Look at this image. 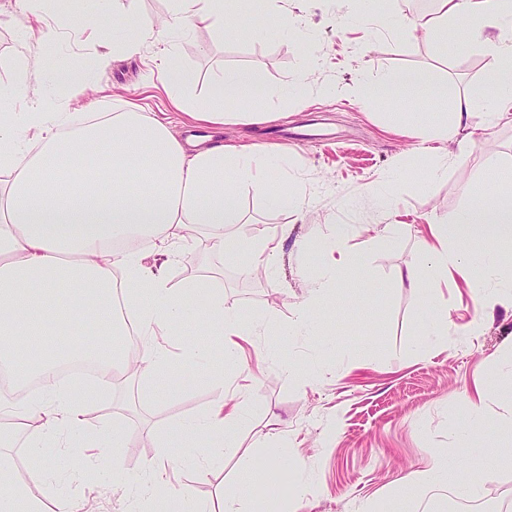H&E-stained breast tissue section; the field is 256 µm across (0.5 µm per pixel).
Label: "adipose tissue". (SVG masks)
<instances>
[{
  "label": "adipose tissue",
  "mask_w": 512,
  "mask_h": 512,
  "mask_svg": "<svg viewBox=\"0 0 512 512\" xmlns=\"http://www.w3.org/2000/svg\"><path fill=\"white\" fill-rule=\"evenodd\" d=\"M160 27H149L141 40L119 51L137 54L165 33L206 27L225 37L234 34L233 19H250L258 37H266L263 17L252 0H171ZM413 32L452 34L466 24L482 49L497 61L492 81L495 96L476 89L455 100L452 113H439L416 122V137L445 148L428 169L443 176L451 163L470 149L469 121L483 110L488 123L512 125V0H436L433 11L415 16L384 18ZM434 87L437 97L448 95L444 85L415 71L385 76L358 88L363 98L392 102L409 89ZM271 89L254 74L225 71L214 81L205 106L192 112L210 137L179 138L153 113L128 105L92 116L58 108L34 106L0 115V373L22 385L40 378L38 394L21 400L0 397V418L27 423L28 446L38 450L48 442L72 447L83 435L87 447L107 439L122 447L125 433L118 426L89 428L85 408L121 378L130 367L124 338L135 327L141 340L142 372L183 369L208 360L211 339H224V361L241 366L240 343L256 336L264 320L244 323L225 306L221 289L209 278L170 287L166 277L141 262L135 245L149 241L162 247L165 264L178 262L202 230L210 248L225 260L271 264L280 248L273 238H248L236 233L242 221L239 194L249 188L272 210L305 209L311 199L291 180L288 156L266 148L225 145L228 125H258L269 120L261 109L240 112L242 97L261 102ZM432 238L424 242L426 265H410L400 280L411 286L430 282L441 286L449 270L467 273L472 256L470 239L496 243L512 239V194L498 193L490 202L463 206L453 221L435 220ZM350 233L337 227L314 245L322 272L308 282L306 294L289 322V334L307 332L318 323L320 306L338 280L356 277L358 262L348 246ZM488 287L486 310H493L504 293H512V255L489 253L483 260ZM95 329L104 339L95 350L56 344L42 347L50 325L70 327L74 321ZM181 337L180 353L171 356L167 339ZM85 359L99 363L95 386H62L55 372L63 362ZM483 407L471 405L467 416L451 430L450 448L413 471L411 485L424 491H448L459 500L481 498L491 472H472L455 460L472 432L482 427ZM242 423L241 404H228L216 394L201 413L149 430L148 442L164 439L182 448L183 465L200 471L219 465L237 447ZM9 436L0 434V512H74L95 470L93 455H84L70 478L67 495H57L49 481L51 463L38 459L27 477H20L10 452ZM177 477L168 457L153 460L143 471L130 501L140 512L146 493L167 490Z\"/></svg>",
  "instance_id": "ef3b65f1"
}]
</instances>
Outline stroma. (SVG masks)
<instances>
[{
  "mask_svg": "<svg viewBox=\"0 0 512 512\" xmlns=\"http://www.w3.org/2000/svg\"><path fill=\"white\" fill-rule=\"evenodd\" d=\"M168 6L169 0H137L133 6L128 0H70L63 15L51 0H39L32 9L0 0V60L29 51L40 57L22 91L0 97V113L21 111L50 96L52 75L65 64L80 87L76 96L64 99L66 111L108 112L113 102L128 101L181 125L185 115L171 107L155 76L154 48L106 68L96 63L97 54L113 44L139 40L145 21L165 17ZM288 8L302 19L305 35L281 32V18L271 12L266 24L272 34L266 39H257L243 19L233 38L201 27L179 41L178 51L193 78L187 95L194 104L204 102L211 79L225 69L256 73L273 89L267 102L273 122L225 128V142L267 148L271 126L314 121L317 138L279 146L310 189L312 205L306 211L271 210L251 191H241L243 222L236 231L246 237H282L276 270L225 261L209 251L203 234L189 255L163 270L175 287L214 276L227 306L247 320H271L273 331L255 340L268 359L260 364L251 355L243 368L230 369L216 336L211 361L180 378L131 374L102 394L86 411L88 424H119L126 441L116 451L102 443L84 508L127 512L128 490L112 482L113 457H120L128 478H135L163 453L142 439V429L206 410L220 382L225 396L240 395L247 403L238 433L242 450H251L261 437L286 438L282 467L263 485L243 482L234 454L206 472L191 467L167 490L165 506L176 507L186 488L216 512H222L225 495L233 493L246 512H258L261 494L276 512H357L366 503L379 505L381 512H457L447 494L417 492L402 478L447 447L450 425L480 395L484 425L459 449L458 459L495 474L482 497L484 512H512V460L498 453L512 447V376L507 373L512 299H502L493 315L484 317L472 282L449 276L437 296L447 311L448 334L425 353L418 340L429 293L398 279L405 266L424 264L422 241L434 218L452 217L465 204L485 201L488 172L512 166V126L490 125L480 111L471 118L468 153L436 180L424 174L433 160L430 150L412 133L416 121L452 111L453 96L473 88L493 91L496 60L478 48L458 49L457 40L469 37L464 26L452 42L345 18L341 0H290ZM74 15L82 20V34L72 31ZM309 70L333 86V93L295 94L298 78ZM408 71L429 73L434 82L447 85L450 98L410 91L389 106L353 93L357 81ZM394 171L405 185L397 205L384 212L364 190ZM336 224L350 230L349 244L361 259L358 274L368 280V288L350 280L338 284L311 335H280L305 295V279L320 274L316 257L299 253V241L324 235ZM371 224H401L405 231L379 246L369 241Z\"/></svg>",
  "mask_w": 512,
  "mask_h": 512,
  "instance_id": "stroma-1",
  "label": "stroma"
}]
</instances>
